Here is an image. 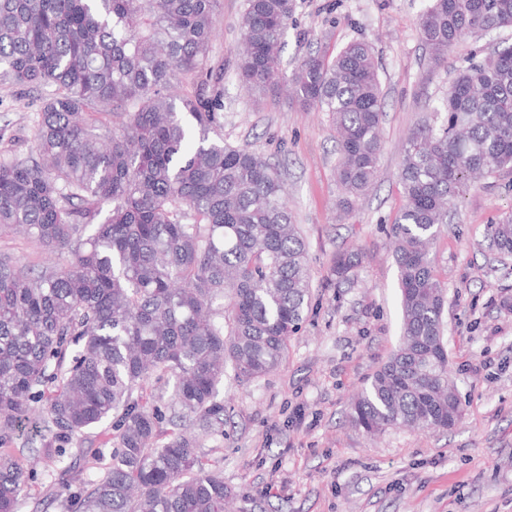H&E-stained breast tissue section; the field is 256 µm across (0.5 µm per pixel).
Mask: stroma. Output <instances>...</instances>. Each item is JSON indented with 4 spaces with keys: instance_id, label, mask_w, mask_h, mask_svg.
I'll list each match as a JSON object with an SVG mask.
<instances>
[{
    "instance_id": "stroma-1",
    "label": "stroma",
    "mask_w": 512,
    "mask_h": 512,
    "mask_svg": "<svg viewBox=\"0 0 512 512\" xmlns=\"http://www.w3.org/2000/svg\"><path fill=\"white\" fill-rule=\"evenodd\" d=\"M428 0H295L281 70L311 51L334 57L368 41L384 92L376 183L346 214L336 209L334 130L325 113L286 96L256 109L234 77L245 0H224L210 57L224 68V141L281 173L310 260L312 303L281 366L243 383L226 373L224 445L207 449L231 489L229 512H512V258L486 247L489 224L512 212V177L479 181L457 203L435 246L447 285L445 339L464 416L448 431L390 428L368 436L349 419L351 396L396 349L398 272L385 227L401 202L397 173L409 130L448 93L457 69L489 56L512 28L458 42L432 65L419 32ZM44 87L0 85V132L30 146ZM364 255L338 286L336 252Z\"/></svg>"
}]
</instances>
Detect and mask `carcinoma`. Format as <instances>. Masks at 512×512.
I'll use <instances>...</instances> for the list:
<instances>
[{"label": "carcinoma", "instance_id": "obj_1", "mask_svg": "<svg viewBox=\"0 0 512 512\" xmlns=\"http://www.w3.org/2000/svg\"><path fill=\"white\" fill-rule=\"evenodd\" d=\"M223 0H0V84L53 88L32 147L0 148V236L62 256L24 265L0 251V512L28 490L14 447L46 419L30 455L95 477L72 512H226L222 472L201 451L224 442V367L246 382L276 370L311 307L306 244L278 171L224 143V67L210 64ZM294 0H246L239 81L256 107L279 88ZM512 27V0H430L420 18L430 62L461 39ZM304 110L336 133L340 208L378 177L384 94L371 45L310 52L288 79ZM512 173V43L457 70L433 115L412 128L402 204L388 234L402 311L395 352L351 405L367 433L448 430L462 417L444 339L445 284L432 245L484 176ZM512 257V213L487 227ZM356 249L331 276L354 280ZM112 421V448L67 445ZM171 429L161 430L162 424Z\"/></svg>", "mask_w": 512, "mask_h": 512}]
</instances>
